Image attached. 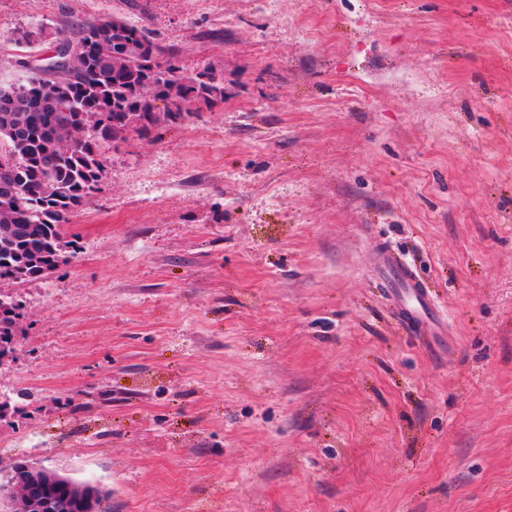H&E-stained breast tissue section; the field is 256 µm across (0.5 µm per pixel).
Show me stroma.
I'll return each mask as SVG.
<instances>
[{"label":"stroma","instance_id":"obj_1","mask_svg":"<svg viewBox=\"0 0 512 512\" xmlns=\"http://www.w3.org/2000/svg\"><path fill=\"white\" fill-rule=\"evenodd\" d=\"M0 0L14 40L120 19L223 104L106 144L21 304L0 465L100 512H512V0ZM448 319L407 334L379 274ZM381 267L383 273L394 272L406 287L398 300L403 327L415 336L434 334L436 323L442 322L441 315L414 268L391 251L384 253Z\"/></svg>","mask_w":512,"mask_h":512}]
</instances>
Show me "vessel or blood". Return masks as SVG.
Returning <instances> with one entry per match:
<instances>
[{
	"instance_id": "b4317fda",
	"label": "vessel or blood",
	"mask_w": 512,
	"mask_h": 512,
	"mask_svg": "<svg viewBox=\"0 0 512 512\" xmlns=\"http://www.w3.org/2000/svg\"><path fill=\"white\" fill-rule=\"evenodd\" d=\"M381 267L383 272L395 273L404 285L398 300L403 327L415 336L434 333L441 315L414 268L390 251L384 253Z\"/></svg>"
}]
</instances>
